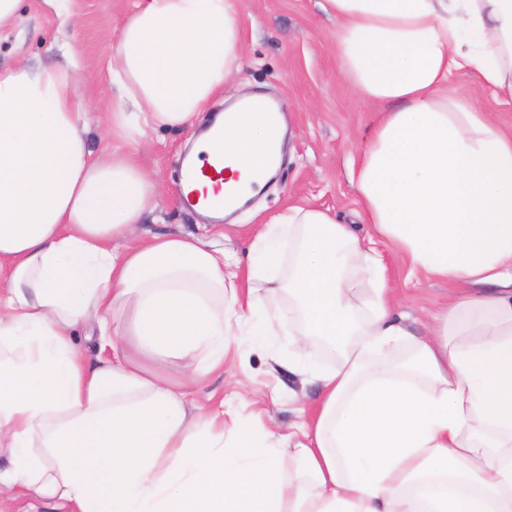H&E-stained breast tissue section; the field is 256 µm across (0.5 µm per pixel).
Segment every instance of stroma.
Returning <instances> with one entry per match:
<instances>
[{"mask_svg": "<svg viewBox=\"0 0 512 512\" xmlns=\"http://www.w3.org/2000/svg\"><path fill=\"white\" fill-rule=\"evenodd\" d=\"M136 2L68 0L69 18L64 21L45 0H24L17 29L0 40L1 69L20 62L65 66L69 63L66 47L78 49L82 75L78 105L89 113L91 145L99 152L113 147L112 140L101 136L112 104L107 82L110 37ZM242 35L244 55L239 69L212 107L221 111L227 98L256 91L278 99L288 123L283 166L264 193L231 216L230 227L220 236L205 229L203 218L185 207L176 191L192 132H148L137 152L143 166L160 172L158 206L143 216L137 235L193 233L243 263L254 229L297 204L331 209L339 223L355 225L360 235H367L370 227L358 221L348 170L385 105L354 96L339 75L335 21L322 13L317 0H242ZM448 92L475 99L492 111L504 130L512 131V110L498 108L491 91L471 71L453 72ZM376 247L385 257L395 314L411 329L425 332L430 312L448 300V285L410 278L407 267L385 241H377ZM313 392L306 377L275 370L267 354L239 335L231 339L223 378H206L196 398L225 401L245 419L256 405H263L268 409L265 428L285 433L299 421L297 397Z\"/></svg>", "mask_w": 512, "mask_h": 512, "instance_id": "stroma-1", "label": "stroma"}]
</instances>
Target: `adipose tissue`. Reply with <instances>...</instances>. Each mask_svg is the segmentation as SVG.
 I'll return each mask as SVG.
<instances>
[{"instance_id": "ef3b65f1", "label": "adipose tissue", "mask_w": 512, "mask_h": 512, "mask_svg": "<svg viewBox=\"0 0 512 512\" xmlns=\"http://www.w3.org/2000/svg\"><path fill=\"white\" fill-rule=\"evenodd\" d=\"M320 7L340 74L388 105L351 172L362 221L410 276L452 285L447 306L425 335L403 326L382 258L327 209L261 225L239 273L197 236L135 237L159 177L136 144L193 128L243 55L241 0H140L113 44L111 153L89 145L75 70L0 71V487L74 512H512V132L448 93L467 69L512 107V0ZM216 125L230 213L284 128L235 105ZM268 293L288 301L266 313ZM242 324L265 351L287 334L282 366L319 389L294 434L188 399Z\"/></svg>"}]
</instances>
